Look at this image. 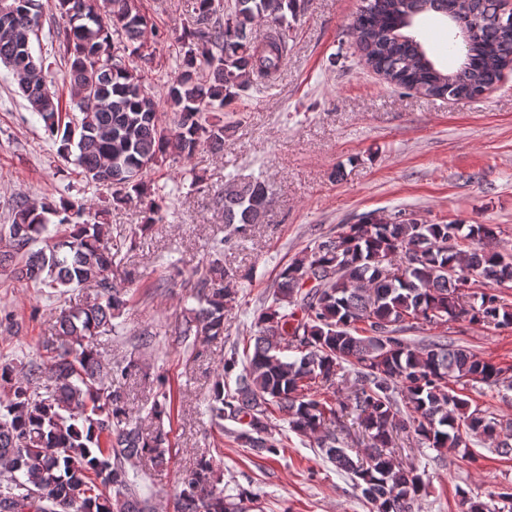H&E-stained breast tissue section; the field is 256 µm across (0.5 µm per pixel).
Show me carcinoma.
Returning a JSON list of instances; mask_svg holds the SVG:
<instances>
[{
    "label": "carcinoma",
    "mask_w": 512,
    "mask_h": 512,
    "mask_svg": "<svg viewBox=\"0 0 512 512\" xmlns=\"http://www.w3.org/2000/svg\"><path fill=\"white\" fill-rule=\"evenodd\" d=\"M307 4L234 0L223 12L215 0H197L196 17L180 35L186 51L165 82L169 123L158 113L149 77L151 44L163 34L149 25L141 0H0V64L47 135L60 139V157L77 151L86 182L109 190L112 203L138 199L137 229L145 232L163 223L165 211L147 174L204 148L223 152L224 108L253 77L279 71L291 21ZM46 7L68 23L56 38L78 115L65 124L50 67L32 55V21ZM454 8L455 0H368L352 35L367 65L397 87L448 98L480 94L512 67V22L501 0H465L463 20L477 29L476 38L457 27L472 46L448 72L437 67L413 25L429 14L453 22ZM261 19L274 22L275 31L256 45L251 30ZM216 203L224 223L243 234L261 222L266 184L230 179ZM53 216L64 232L50 230ZM4 241L0 267L15 279L59 295L74 286L89 293L56 317L45 345L48 362H0V473H9L0 512H152L139 490L137 463L167 465V435L145 428L123 397L121 379L137 362L108 369L94 345L127 306L124 283L131 275L118 280L116 255L97 216L69 197L16 200ZM498 243L495 224H424L369 213L316 241L279 273L271 303L257 315L253 343L224 359L209 399L211 420L221 429L226 420L238 424L229 430L238 446L276 455L282 441L272 436V420L287 415L288 431L313 442L347 474L371 512H414L425 489L416 469L383 453L401 433L437 451L467 449L474 437L511 453L512 444L498 439L500 420L450 383L497 387L509 380L512 365L451 348L444 336L417 346L402 336L416 323L460 319L511 328L512 303L493 286L512 281V253ZM231 246L225 239L204 272L185 281L198 308L179 326L183 339L224 335V315L235 300L224 286L233 277L224 269V248ZM474 277L488 289L468 296L463 287ZM239 365L235 388L225 389L224 375ZM349 382L344 401L338 387ZM350 411L377 448L364 463L347 453ZM220 482V462L201 456L178 479L174 512H253V495L226 496ZM460 505L462 512H503L465 491Z\"/></svg>",
    "instance_id": "carcinoma-1"
}]
</instances>
